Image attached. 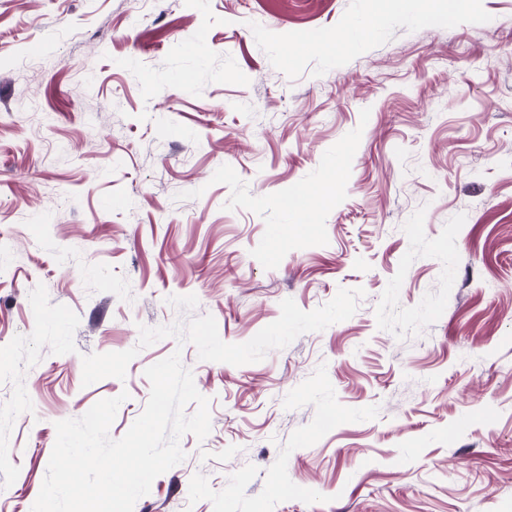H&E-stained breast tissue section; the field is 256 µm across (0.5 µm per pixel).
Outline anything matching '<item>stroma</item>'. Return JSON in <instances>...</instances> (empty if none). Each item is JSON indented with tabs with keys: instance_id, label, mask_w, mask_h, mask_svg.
<instances>
[{
	"instance_id": "1",
	"label": "stroma",
	"mask_w": 512,
	"mask_h": 512,
	"mask_svg": "<svg viewBox=\"0 0 512 512\" xmlns=\"http://www.w3.org/2000/svg\"><path fill=\"white\" fill-rule=\"evenodd\" d=\"M372 6L0 0V512L55 422L125 391L123 437L176 351L211 432L134 512H512V0ZM301 184L331 197L296 224ZM342 288L262 361L165 338L82 384L139 326L244 343Z\"/></svg>"
}]
</instances>
